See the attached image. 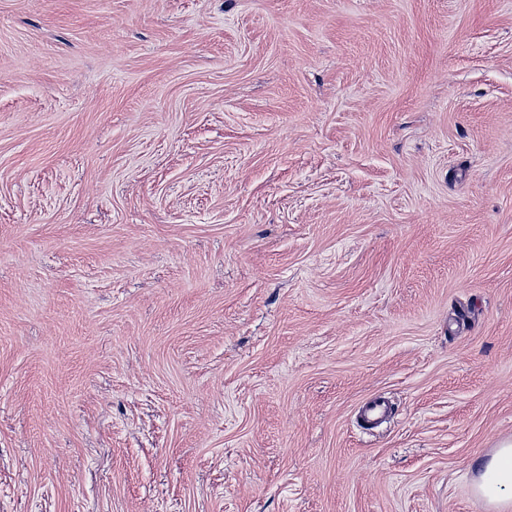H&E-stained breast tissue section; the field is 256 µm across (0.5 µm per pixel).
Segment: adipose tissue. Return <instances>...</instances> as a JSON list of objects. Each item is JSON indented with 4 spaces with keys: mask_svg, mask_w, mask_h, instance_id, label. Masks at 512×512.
Masks as SVG:
<instances>
[{
    "mask_svg": "<svg viewBox=\"0 0 512 512\" xmlns=\"http://www.w3.org/2000/svg\"><path fill=\"white\" fill-rule=\"evenodd\" d=\"M474 493L497 512H512V441H506L481 461L473 480Z\"/></svg>",
    "mask_w": 512,
    "mask_h": 512,
    "instance_id": "1",
    "label": "adipose tissue"
}]
</instances>
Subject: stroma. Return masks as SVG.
<instances>
[{"mask_svg": "<svg viewBox=\"0 0 512 512\" xmlns=\"http://www.w3.org/2000/svg\"><path fill=\"white\" fill-rule=\"evenodd\" d=\"M506 439L512 0H0V512H486ZM389 412V404L384 398L373 397L361 407L359 411V418L362 423L374 426L380 419L388 416ZM473 480L474 493L485 504L499 511L511 507L512 496V441H506L492 453L489 459L480 462Z\"/></svg>", "mask_w": 512, "mask_h": 512, "instance_id": "stroma-1", "label": "stroma"}]
</instances>
